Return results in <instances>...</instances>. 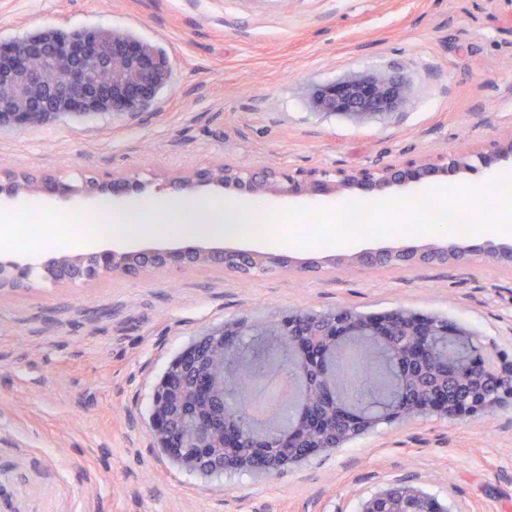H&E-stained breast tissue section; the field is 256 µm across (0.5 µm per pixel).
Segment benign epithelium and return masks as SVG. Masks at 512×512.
<instances>
[{
    "instance_id": "benign-epithelium-1",
    "label": "benign epithelium",
    "mask_w": 512,
    "mask_h": 512,
    "mask_svg": "<svg viewBox=\"0 0 512 512\" xmlns=\"http://www.w3.org/2000/svg\"><path fill=\"white\" fill-rule=\"evenodd\" d=\"M173 67L154 46L137 41L119 30L86 29L61 34L48 29L35 35L0 44V127L24 128L42 125L61 115H98L114 112H145L169 84ZM408 93V87L395 72L355 75L317 88L316 108L322 112L365 115L393 111ZM512 156V134L490 142L479 151L425 154L403 161L379 163L359 169H313L296 175L285 174L270 166H242L221 163L208 168L188 170L169 177L165 184L191 194L201 185L243 190L250 195L273 192L283 199L303 198L345 189H361L376 196L409 179L421 180L438 173L468 170L479 163L489 168L500 159ZM144 184L139 170L107 176H84L77 184L49 173L10 171L0 180V196L25 202L30 193L61 197L75 195H112L121 197ZM512 267V247L468 246L455 242L412 250H384L340 255L331 264L345 269L367 270L380 263L413 266L465 263L474 257ZM275 265L299 273H313L316 262L291 264L286 256L259 251L188 247L152 248L139 251L106 249L78 255L52 256L24 263L0 262V293L21 291L33 286L34 279L51 285H77L98 277L137 278L146 272L174 273L219 267L239 277L251 271ZM398 312L372 319L364 326L342 312L328 323L326 335L348 338L361 329L372 331L379 343L394 344L391 331ZM418 340L411 343L418 355L439 358L429 344L435 327L420 316H413ZM299 315L282 318L272 334L289 349V365L302 368L319 360L320 353L309 343L297 339ZM239 327L227 323L206 334L168 366L157 384L152 402L151 431L160 444L169 448H190L192 471H222L231 465L224 460V449L241 446L239 431L225 427L224 359L210 364L215 349L235 350ZM469 372L483 380H512V366L499 364L483 348L470 353ZM334 372L324 363L322 392L328 401L336 399ZM512 402V389H503L491 401L478 393L450 402L441 396L426 400L431 407L448 416L484 414ZM342 422L353 429H368L362 412L342 405ZM249 446L263 453L266 448L295 447L292 430L273 436L256 433ZM425 496L414 489L403 496L384 491L361 504L359 512H424Z\"/></svg>"
}]
</instances>
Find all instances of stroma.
<instances>
[{"instance_id":"1","label":"stroma","mask_w":512,"mask_h":512,"mask_svg":"<svg viewBox=\"0 0 512 512\" xmlns=\"http://www.w3.org/2000/svg\"><path fill=\"white\" fill-rule=\"evenodd\" d=\"M119 29L161 49L173 81L147 112L0 128V173L147 169L143 196L182 199L164 177L218 162L296 174L480 148L512 132V0H0V42L45 28ZM399 71L396 111L327 114L316 89ZM462 170L392 187L481 184ZM319 272L242 278L220 268L0 293V512H358L403 484L448 512H512V405L382 424L274 474L188 472L150 431L169 363L224 323L292 313L409 310L472 331L512 363V267L374 271L291 247Z\"/></svg>"}]
</instances>
